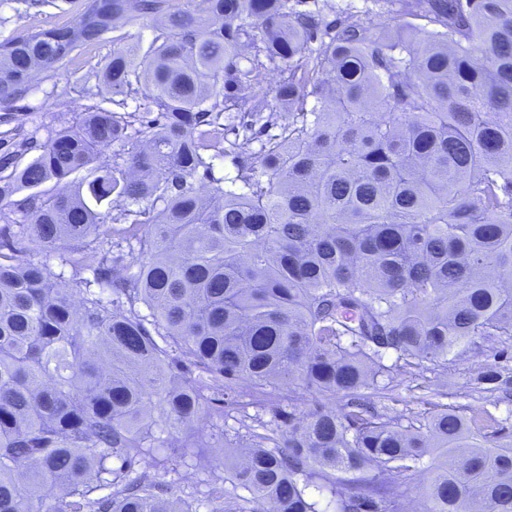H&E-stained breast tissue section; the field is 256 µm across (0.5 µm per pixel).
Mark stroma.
I'll list each match as a JSON object with an SVG mask.
<instances>
[{
  "label": "stroma",
  "mask_w": 512,
  "mask_h": 512,
  "mask_svg": "<svg viewBox=\"0 0 512 512\" xmlns=\"http://www.w3.org/2000/svg\"><path fill=\"white\" fill-rule=\"evenodd\" d=\"M85 0H0V40L18 31L37 30L73 21ZM309 9H319L328 16L352 18L382 29L404 21L403 0H308ZM111 40L89 46L71 61L47 70L40 86L12 110H0V132L9 133L20 161H28L36 144L46 140L49 132L72 120L76 113L96 104L92 91L99 85V73L111 54ZM494 364L512 368V358H493L491 353L468 352L447 369L430 368L413 377H403L393 393L395 412L422 411L420 401L426 389H440L446 394L445 405L478 408L495 405L496 413L505 417L512 429V402H497L495 394L478 393L472 388L477 374ZM241 426L234 419L224 421L223 428L205 429L201 455L192 460L171 457L167 481L175 483L183 494H194L216 458L221 457L226 442L235 440Z\"/></svg>",
  "instance_id": "35a3bbf8"
}]
</instances>
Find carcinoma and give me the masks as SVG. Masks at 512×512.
<instances>
[{
  "label": "carcinoma",
  "instance_id": "obj_1",
  "mask_svg": "<svg viewBox=\"0 0 512 512\" xmlns=\"http://www.w3.org/2000/svg\"><path fill=\"white\" fill-rule=\"evenodd\" d=\"M165 2L86 0L0 42L9 108L74 52L162 15L144 54L112 51L101 103L22 166L0 152V203L20 194L23 213L0 215V512H226V482L251 494L239 512H326L325 492L334 512H405L424 473L426 512H512L505 420L441 409L439 391L407 416L365 394L512 349V0H409L434 28L391 33L302 0ZM262 68L280 72L288 123L217 177L224 120L271 111ZM137 93L156 116L125 111ZM109 218L128 263L93 245ZM31 242L79 287L26 258ZM294 378L339 408L285 411ZM475 381L512 399V377ZM224 402L246 454L224 452L184 498L159 449L197 456Z\"/></svg>",
  "mask_w": 512,
  "mask_h": 512
}]
</instances>
